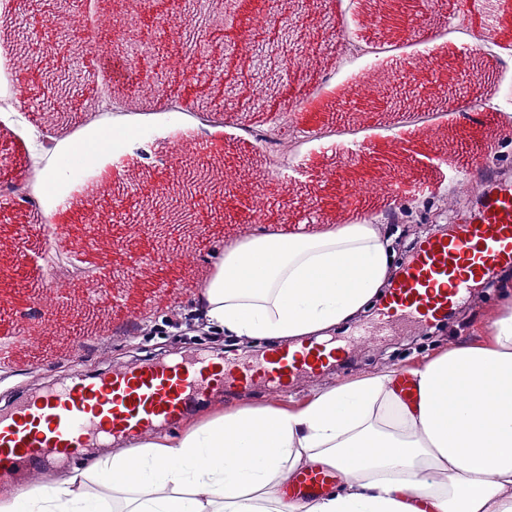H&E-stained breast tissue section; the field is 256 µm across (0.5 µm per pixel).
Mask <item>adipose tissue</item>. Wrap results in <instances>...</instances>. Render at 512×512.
Wrapping results in <instances>:
<instances>
[{
  "instance_id": "adipose-tissue-1",
  "label": "adipose tissue",
  "mask_w": 512,
  "mask_h": 512,
  "mask_svg": "<svg viewBox=\"0 0 512 512\" xmlns=\"http://www.w3.org/2000/svg\"><path fill=\"white\" fill-rule=\"evenodd\" d=\"M135 136L125 127L61 142L45 186ZM394 257L373 218L249 231L225 244L194 303L229 336L320 338L382 294ZM489 331L410 369L412 401L398 394L392 368L297 409L223 412L0 494V512H287V483L310 468L340 471L342 486L301 512H512V303Z\"/></svg>"
}]
</instances>
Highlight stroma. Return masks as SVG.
<instances>
[{
  "label": "stroma",
  "mask_w": 512,
  "mask_h": 512,
  "mask_svg": "<svg viewBox=\"0 0 512 512\" xmlns=\"http://www.w3.org/2000/svg\"><path fill=\"white\" fill-rule=\"evenodd\" d=\"M78 22L65 23V36L44 33L41 15L53 0H10L0 4V94L25 88L26 108L0 109V404L59 387L71 378L101 374L136 361H183L198 355L222 358L229 367L254 366L265 358L264 343L246 345L209 330L182 337L171 321L191 316L193 295L226 241L250 230L262 216L267 230L296 224H346L372 216L397 240V264L408 249L450 220L473 210L480 189L472 161L490 158L492 182L512 183V34L499 31L490 54L478 61L482 81L458 74L441 81L433 68H416L402 86L383 83L372 105L351 96L368 76L371 54L343 45H325L323 54L298 65L289 60L313 33L336 34L372 46L383 56L416 60L435 50L454 61L484 27L487 0H413L414 24L395 34L388 19L372 15L370 0H297L304 26L279 23L259 33L267 69L281 75L275 92L253 108L249 92L257 73L252 50L240 44L236 24L212 26L209 18L182 10L158 54L144 57L118 89L112 69L99 67L76 37L96 26L103 41L122 37L114 16L125 15V0H82ZM163 90L149 98L145 85ZM117 123L138 128V141L102 155L60 181L54 195L38 196L27 186V168L43 158L50 139L84 141ZM315 131L298 159H287L274 185L255 201L254 190L267 171V151L245 135V127ZM224 157V205L211 207L204 193L193 200L199 230L170 229L158 239L140 232L127 246L131 226L163 223L166 213L149 211L148 195L171 199L185 193L172 186L171 173L182 166ZM140 173L150 191L129 186ZM110 186L121 211L106 209L83 221L87 202L99 187ZM67 198L68 211L54 208ZM73 241V263L95 269L88 283L61 271L49 275L51 237ZM139 288L125 290L128 275ZM512 269L496 272L472 286L458 301L462 313L439 336L426 325L403 326L401 318L381 319L369 309L333 331L343 346L340 366L307 372L288 392L256 384L216 389L192 402L197 416L215 406L299 404L315 390L337 386L391 367L431 359L454 343L481 339L501 304Z\"/></svg>",
  "instance_id": "1"
}]
</instances>
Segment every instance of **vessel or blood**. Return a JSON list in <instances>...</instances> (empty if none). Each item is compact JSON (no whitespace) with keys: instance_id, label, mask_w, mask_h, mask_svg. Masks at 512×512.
I'll return each mask as SVG.
<instances>
[{"instance_id":"1","label":"vessel or blood","mask_w":512,"mask_h":512,"mask_svg":"<svg viewBox=\"0 0 512 512\" xmlns=\"http://www.w3.org/2000/svg\"><path fill=\"white\" fill-rule=\"evenodd\" d=\"M512 268V185L483 190L479 206L448 233L420 243L393 284L384 306L431 323L445 318L476 280ZM320 346L270 350L256 369L237 373L202 357L191 363L140 362L93 377L0 412V476L37 467L50 457H74L89 443L140 435L176 420L194 397L213 386L272 384L288 391L296 376L339 355ZM336 472L310 469L298 478L299 492L334 481Z\"/></svg>"}]
</instances>
